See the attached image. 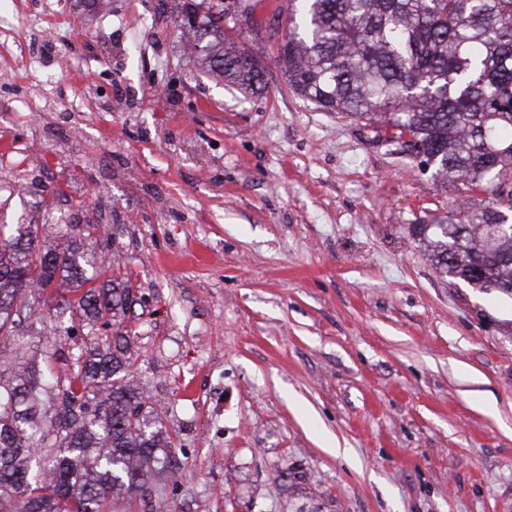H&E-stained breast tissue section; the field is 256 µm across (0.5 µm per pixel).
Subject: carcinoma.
<instances>
[{
	"mask_svg": "<svg viewBox=\"0 0 512 512\" xmlns=\"http://www.w3.org/2000/svg\"><path fill=\"white\" fill-rule=\"evenodd\" d=\"M288 33L277 64L288 89L324 112L378 124L385 141L414 146L419 164L452 180L464 204L420 232L435 230L439 274L482 293L512 296V0H289ZM215 9L189 25L211 66L258 92L265 70L227 45ZM74 225H0V512H116L140 500L146 512H176L167 486L177 475L173 440L144 396L116 375L132 366L122 318L134 303L103 257L80 253ZM68 279L80 295L53 303L45 292ZM44 297L49 336L31 347L34 304ZM86 329L66 353L58 340ZM116 326L112 336L98 325ZM64 366L56 369L58 359Z\"/></svg>",
	"mask_w": 512,
	"mask_h": 512,
	"instance_id": "1",
	"label": "carcinoma"
}]
</instances>
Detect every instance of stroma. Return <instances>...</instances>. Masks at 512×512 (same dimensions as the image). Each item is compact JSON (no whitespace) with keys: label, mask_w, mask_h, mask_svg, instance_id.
<instances>
[{"label":"stroma","mask_w":512,"mask_h":512,"mask_svg":"<svg viewBox=\"0 0 512 512\" xmlns=\"http://www.w3.org/2000/svg\"><path fill=\"white\" fill-rule=\"evenodd\" d=\"M224 21L249 93L185 52L182 0L56 24L61 94L29 85V169L137 303L134 384L177 433L178 512H512V297L440 275L415 227L458 203L372 129L289 91L287 0ZM0 190V224H38ZM93 232H86V225Z\"/></svg>","instance_id":"obj_1"}]
</instances>
